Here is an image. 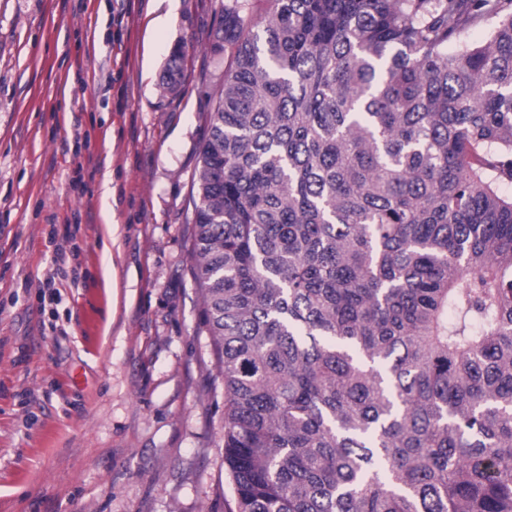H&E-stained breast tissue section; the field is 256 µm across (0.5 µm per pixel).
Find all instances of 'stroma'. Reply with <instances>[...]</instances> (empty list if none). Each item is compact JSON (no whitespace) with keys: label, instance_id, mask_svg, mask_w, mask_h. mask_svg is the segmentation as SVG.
I'll return each instance as SVG.
<instances>
[{"label":"stroma","instance_id":"35a3bbf8","mask_svg":"<svg viewBox=\"0 0 512 512\" xmlns=\"http://www.w3.org/2000/svg\"><path fill=\"white\" fill-rule=\"evenodd\" d=\"M231 2L0 0V512H228L185 216ZM184 57V46L183 44L178 43L173 48L164 71L165 89L169 94L174 96L179 94L178 88Z\"/></svg>","mask_w":512,"mask_h":512}]
</instances>
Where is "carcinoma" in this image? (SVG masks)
<instances>
[{"instance_id": "carcinoma-1", "label": "carcinoma", "mask_w": 512, "mask_h": 512, "mask_svg": "<svg viewBox=\"0 0 512 512\" xmlns=\"http://www.w3.org/2000/svg\"><path fill=\"white\" fill-rule=\"evenodd\" d=\"M220 40L186 223L231 512H512V0H271Z\"/></svg>"}]
</instances>
